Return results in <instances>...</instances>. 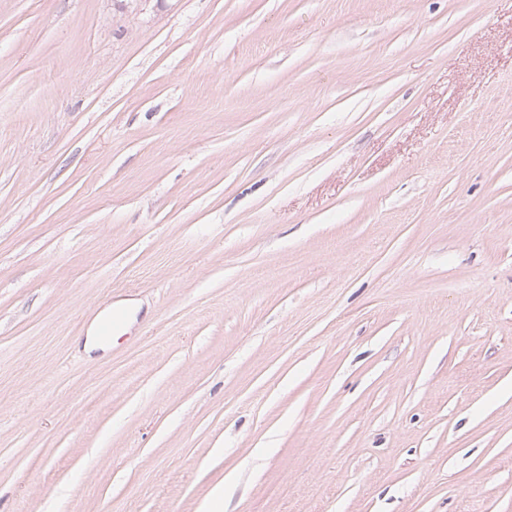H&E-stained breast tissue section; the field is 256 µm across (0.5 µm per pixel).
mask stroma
Wrapping results in <instances>:
<instances>
[{"label":"stroma","instance_id":"obj_1","mask_svg":"<svg viewBox=\"0 0 512 512\" xmlns=\"http://www.w3.org/2000/svg\"><path fill=\"white\" fill-rule=\"evenodd\" d=\"M219 486L512 512V0H0V512Z\"/></svg>","mask_w":512,"mask_h":512}]
</instances>
